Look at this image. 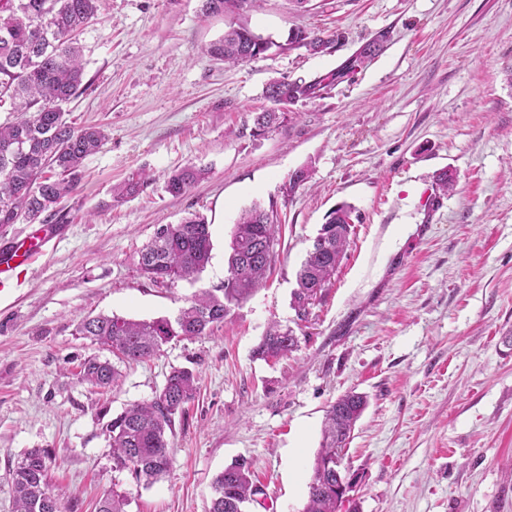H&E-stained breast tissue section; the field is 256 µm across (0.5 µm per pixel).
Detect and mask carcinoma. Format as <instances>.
I'll use <instances>...</instances> for the list:
<instances>
[{
	"label": "carcinoma",
	"instance_id": "carcinoma-1",
	"mask_svg": "<svg viewBox=\"0 0 512 512\" xmlns=\"http://www.w3.org/2000/svg\"><path fill=\"white\" fill-rule=\"evenodd\" d=\"M258 0H206L212 13L251 8ZM97 13L96 0H0V103L8 99L16 120L0 126V232L12 224L35 223L53 214L61 200L78 186L83 161L97 152L106 139L98 126L76 127L64 105L83 93L81 47L75 33ZM291 43L310 51L328 47L330 40L302 30L288 35ZM270 38L246 26L231 27L213 43L208 53L228 64H239L267 52ZM342 77L339 72L317 79L297 78L284 87L271 81L266 97L282 93L286 104L313 100ZM279 109L260 112L257 131L266 132L287 120ZM204 175L192 165L173 171L166 190L184 195ZM350 211L342 206L331 213L315 237L312 249L296 273L292 308L305 321L310 308L331 284L349 244ZM280 242L274 211L257 205L244 210L231 237L228 276L221 288L201 289L174 319L137 321L117 315L81 320L77 334L118 353L127 362L149 359L163 345L180 336H203L224 321L231 309L247 301L267 277L278 252L270 243ZM212 242L207 219L192 213L177 224L160 225L152 240L138 253L140 274L153 283L194 282L211 257ZM297 347L293 330L272 326L256 347V357L269 362L288 356ZM81 380L110 388L119 380L118 369L107 360L90 357L81 364ZM196 376L175 369L167 386L148 401L129 406L112 419L107 430L115 468L128 469L139 484L157 482L169 469L168 432L175 416L185 412L196 393ZM366 408L363 395L348 392L326 411L322 441L308 483L302 512H342L345 500L339 492L341 475L336 463L355 425ZM47 453L28 451L12 471L14 512H63L64 495L48 481ZM261 490L252 479L250 465L235 462L213 480V496L207 512H250ZM130 499L112 492L95 504V512H126Z\"/></svg>",
	"mask_w": 512,
	"mask_h": 512
}]
</instances>
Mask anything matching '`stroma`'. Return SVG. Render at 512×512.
<instances>
[{"label":"stroma","instance_id":"35a3bbf8","mask_svg":"<svg viewBox=\"0 0 512 512\" xmlns=\"http://www.w3.org/2000/svg\"><path fill=\"white\" fill-rule=\"evenodd\" d=\"M206 0H98L77 35L86 92L66 104L106 141L83 164L55 223L65 232L0 285V512L12 470L44 449L65 512L128 494L127 512H207L212 481L237 460L261 488L253 512H302L326 410L365 394L344 465L359 512H512V0H263L211 14ZM274 48L229 67L207 53L230 23ZM340 32L323 52L286 50L290 30ZM364 67L288 119L254 132L274 78H313L364 43ZM205 179L165 190L185 165ZM311 177L287 191L290 174ZM454 187L435 193L439 172ZM142 179L115 202L112 189ZM276 211L282 240L265 287L200 337L119 363L105 391L80 380L111 351L75 332L98 314L175 317L197 289L219 288L244 208ZM352 206L350 244L322 299L298 320L296 271L336 207ZM210 223L196 283L155 284L137 253L162 224ZM297 349H254L271 323ZM199 390L169 436L173 463L145 487L116 469L107 424L150 399L172 369Z\"/></svg>","mask_w":512,"mask_h":512}]
</instances>
